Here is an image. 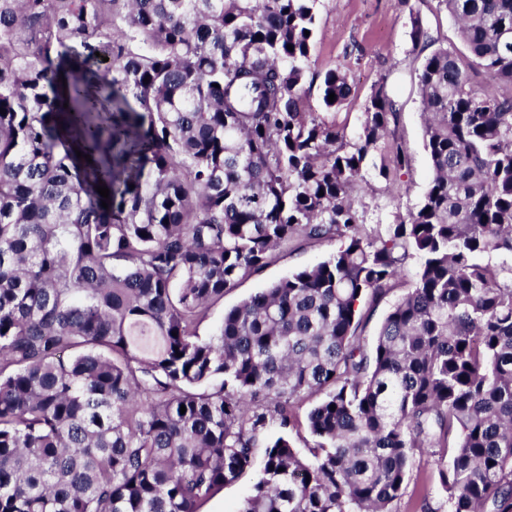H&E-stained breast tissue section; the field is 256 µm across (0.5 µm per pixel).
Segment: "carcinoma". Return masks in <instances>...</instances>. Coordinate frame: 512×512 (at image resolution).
Listing matches in <instances>:
<instances>
[{
    "mask_svg": "<svg viewBox=\"0 0 512 512\" xmlns=\"http://www.w3.org/2000/svg\"><path fill=\"white\" fill-rule=\"evenodd\" d=\"M319 2L0 0V512H201L261 441L240 512H512V0H438L460 49L412 18L432 176L383 228L352 193L409 166L397 104L304 111ZM299 237L338 246L199 335ZM414 273V266L406 268L404 272L395 280L393 288L383 299L373 302L371 300L368 301L369 303L366 305V307H370L371 313L369 321L367 322L363 332L367 348H370L373 345L379 325L390 310L391 306L406 293L414 279ZM318 399V397H312L299 402L296 407L298 423L295 427L288 428V435L292 439L294 447H296L301 454H306L307 446L312 443L306 428V420L309 410ZM434 471H435L434 458L427 457V456L420 458L419 456H416V461H415V465H414L413 473H412V479H414L415 476L419 473L428 472V474L432 476L430 481L426 484L427 490L430 493V497L434 501H443L444 493L441 490V487H440L436 477L434 476Z\"/></svg>",
    "mask_w": 512,
    "mask_h": 512,
    "instance_id": "1",
    "label": "carcinoma"
}]
</instances>
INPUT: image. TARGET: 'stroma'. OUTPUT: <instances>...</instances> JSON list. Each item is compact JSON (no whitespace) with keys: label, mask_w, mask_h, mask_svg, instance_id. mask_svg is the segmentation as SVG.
<instances>
[{"label":"stroma","mask_w":512,"mask_h":512,"mask_svg":"<svg viewBox=\"0 0 512 512\" xmlns=\"http://www.w3.org/2000/svg\"><path fill=\"white\" fill-rule=\"evenodd\" d=\"M419 17L425 28L442 40L457 42L454 24L438 0H321L317 32L312 47L313 73L307 81L305 107L322 111L318 77L336 66H347L353 84L351 98L337 108L335 120L348 137H355L361 125L363 105L372 87L386 81L390 96L399 108L395 138L404 142L412 158L408 170L396 182H386L377 166L364 171V180L355 191L356 205L368 226L396 223L399 216L415 207L431 179V167L423 141V121L416 71L420 57L412 50L411 19ZM336 249L335 240L298 239L280 248L273 263L239 281L235 288L214 304L200 327L209 336L224 318L225 311L266 288L272 282L326 258Z\"/></svg>","instance_id":"1"}]
</instances>
